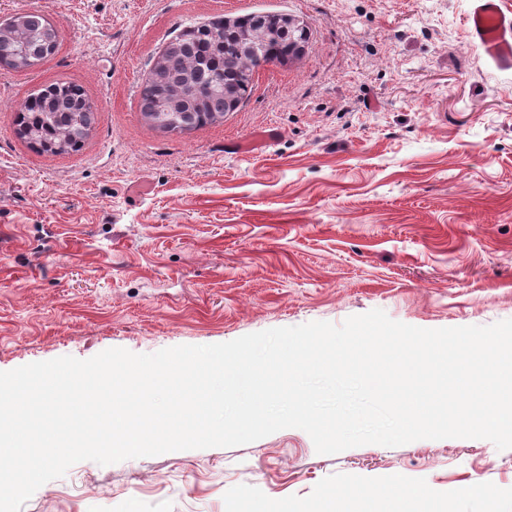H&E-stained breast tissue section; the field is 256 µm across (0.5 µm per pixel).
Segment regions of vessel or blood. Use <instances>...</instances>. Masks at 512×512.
<instances>
[{
	"instance_id": "1",
	"label": "vessel or blood",
	"mask_w": 512,
	"mask_h": 512,
	"mask_svg": "<svg viewBox=\"0 0 512 512\" xmlns=\"http://www.w3.org/2000/svg\"><path fill=\"white\" fill-rule=\"evenodd\" d=\"M468 30L488 59L512 69V15L501 12L497 0H471Z\"/></svg>"
}]
</instances>
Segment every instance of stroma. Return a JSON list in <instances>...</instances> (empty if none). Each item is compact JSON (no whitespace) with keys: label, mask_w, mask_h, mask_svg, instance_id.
<instances>
[{"label":"stroma","mask_w":512,"mask_h":512,"mask_svg":"<svg viewBox=\"0 0 512 512\" xmlns=\"http://www.w3.org/2000/svg\"><path fill=\"white\" fill-rule=\"evenodd\" d=\"M469 0H0L58 47L0 67V372L109 348L151 354L380 309L424 329L512 319V70L468 36ZM284 12L305 54L255 75L223 122L166 134L140 85L180 25ZM97 109L79 151L16 134L39 86ZM276 136L240 154L235 142ZM460 495L512 512V448L418 440L317 453L297 428L249 444L85 460L22 512H331L355 485Z\"/></svg>","instance_id":"1"}]
</instances>
